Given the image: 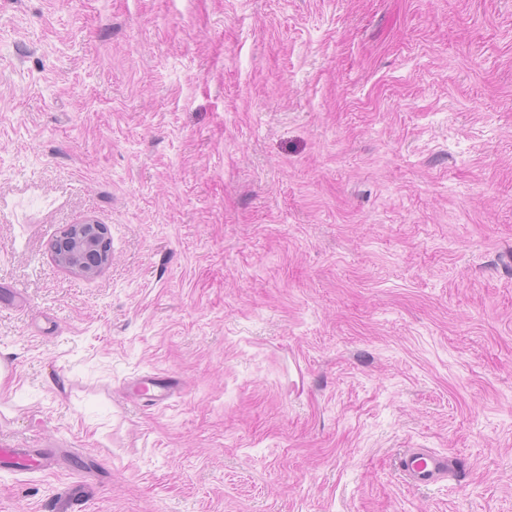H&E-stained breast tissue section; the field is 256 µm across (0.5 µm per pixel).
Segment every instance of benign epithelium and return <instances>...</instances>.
Wrapping results in <instances>:
<instances>
[{"instance_id": "benign-epithelium-1", "label": "benign epithelium", "mask_w": 512, "mask_h": 512, "mask_svg": "<svg viewBox=\"0 0 512 512\" xmlns=\"http://www.w3.org/2000/svg\"><path fill=\"white\" fill-rule=\"evenodd\" d=\"M55 261L66 270L92 278L112 262L109 228L88 220L67 224L51 244Z\"/></svg>"}]
</instances>
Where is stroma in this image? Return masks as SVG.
<instances>
[{"label": "stroma", "mask_w": 512, "mask_h": 512, "mask_svg": "<svg viewBox=\"0 0 512 512\" xmlns=\"http://www.w3.org/2000/svg\"><path fill=\"white\" fill-rule=\"evenodd\" d=\"M2 291L0 512H512V0H0ZM55 261L66 270L92 278L112 262L109 228L88 220L67 224L51 244ZM135 388L139 392L148 395L150 397L148 401L156 405L165 404L178 389L171 381L154 373L139 378ZM149 392L150 394H148ZM57 464L58 458L55 453L38 452L24 443L14 444L12 448H0V466L18 471H52ZM398 468L409 484L427 487L447 480L453 463L447 456L409 448L400 456Z\"/></svg>", "instance_id": "1"}]
</instances>
